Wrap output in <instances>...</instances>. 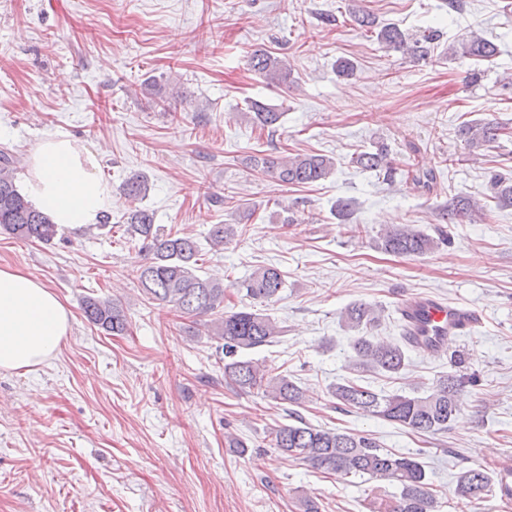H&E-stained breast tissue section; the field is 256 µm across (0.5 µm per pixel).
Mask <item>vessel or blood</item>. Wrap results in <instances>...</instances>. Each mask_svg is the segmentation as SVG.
<instances>
[{
  "label": "vessel or blood",
  "mask_w": 512,
  "mask_h": 512,
  "mask_svg": "<svg viewBox=\"0 0 512 512\" xmlns=\"http://www.w3.org/2000/svg\"><path fill=\"white\" fill-rule=\"evenodd\" d=\"M399 314L413 346L436 354L445 351L449 339L473 335L483 324L482 313L473 306L421 295L402 299Z\"/></svg>",
  "instance_id": "obj_1"
}]
</instances>
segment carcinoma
<instances>
[{
  "label": "carcinoma",
  "instance_id": "cac0c4a2",
  "mask_svg": "<svg viewBox=\"0 0 512 512\" xmlns=\"http://www.w3.org/2000/svg\"><path fill=\"white\" fill-rule=\"evenodd\" d=\"M377 38L387 46L412 57H425L430 44L440 39V31L430 30L414 41L394 26H384ZM448 54L461 59L489 60L496 55L493 44L477 34L448 48ZM251 71L269 84H286L291 70L281 58L265 51L249 57ZM253 125L262 131L276 130L283 113L259 100L250 102ZM500 127L492 122H466L461 134L468 146L478 149L497 136ZM363 169L392 179L395 168L385 145L363 151L356 157ZM249 164L278 182L305 187L325 180L335 169V161L322 154H294L281 157L251 155ZM17 158L7 149H0V233L16 239L51 243L59 228L49 216L36 208L15 183ZM413 185L431 190L437 183L432 170L411 171ZM149 190L145 176L136 174L122 184V191L132 201L143 200ZM492 201L499 208H512V179L496 177L492 183ZM475 205L470 199L457 196L442 208L441 218L455 224L465 218ZM129 240L139 245L143 263L139 281L145 298L170 306L189 318H207L206 327L222 342L224 380L247 393L256 392L278 406H290L293 423H277L269 427L273 448L286 457L307 462L312 468L329 475H367L399 487L395 495L371 492V512H435L436 502L430 492L424 466L416 457L385 450L373 438L357 433L313 426L297 413L305 403L304 390L286 372L274 373L266 365L244 359L240 353L268 345L282 334L278 322L254 307L226 309L224 279L201 274L200 243L193 237L167 231L155 223L154 213L135 206L123 218ZM247 225L237 221L214 224L207 235L215 248L236 240L246 233ZM448 239L444 228L432 236L411 225L389 228L380 233L376 244L381 251L397 256L421 257L434 252ZM285 285L283 272L274 265L257 268L240 285L245 296L260 306H268L280 295ZM85 319L109 335L121 336L128 330L124 309L117 303L88 295L82 302ZM378 311L363 302L348 306L341 314L343 326L352 331L373 327L379 322ZM351 366L382 375L394 376L406 366V354L397 343L375 342L358 336L351 343ZM470 378L448 373L440 376L424 396L384 393L347 379L336 384L331 395L343 411L362 412L400 424L418 434L448 429L459 411V394ZM491 476L481 468H468L458 477L455 492L473 501L482 502L490 495Z\"/></svg>",
  "mask_w": 512,
  "mask_h": 512
}]
</instances>
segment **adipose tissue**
I'll return each instance as SVG.
<instances>
[{
    "instance_id": "ef3b65f1",
    "label": "adipose tissue",
    "mask_w": 512,
    "mask_h": 512,
    "mask_svg": "<svg viewBox=\"0 0 512 512\" xmlns=\"http://www.w3.org/2000/svg\"><path fill=\"white\" fill-rule=\"evenodd\" d=\"M95 151L68 134H48L27 156L25 191L58 227L78 230L98 223L115 200L96 175ZM72 314L41 281L0 268V370L43 364L67 341Z\"/></svg>"
}]
</instances>
